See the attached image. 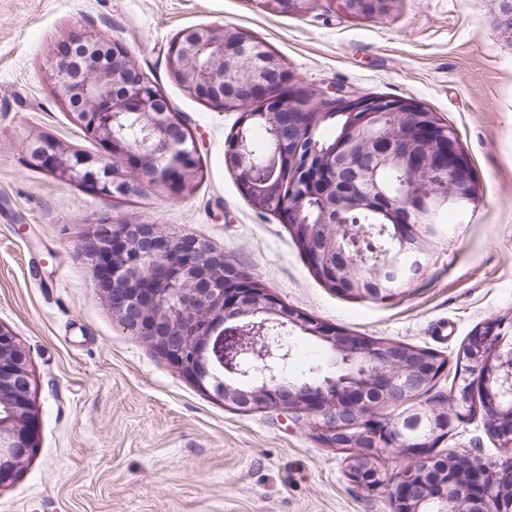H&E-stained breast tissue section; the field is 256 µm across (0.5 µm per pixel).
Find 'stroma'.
Returning <instances> with one entry per match:
<instances>
[{
	"label": "stroma",
	"mask_w": 512,
	"mask_h": 512,
	"mask_svg": "<svg viewBox=\"0 0 512 512\" xmlns=\"http://www.w3.org/2000/svg\"><path fill=\"white\" fill-rule=\"evenodd\" d=\"M498 14L499 0H396L376 21L335 0H311L300 15L266 12L259 0H0V325L28 357L40 422L35 452L0 487V512H392L388 494L353 485L345 452L294 413L225 406L124 329L95 287L86 229L109 219L205 238L285 304L451 361L496 319L512 342V31ZM209 24L250 31L302 83L411 98L453 128L477 199L449 210L447 239L398 297L326 288L279 217L242 196L224 167L238 111L190 95L167 68L170 42ZM87 30L124 44L182 115L201 163L191 194L154 182L112 199L30 163L43 137L102 152L59 100L52 71L58 44ZM291 343L290 379L332 373L316 338L297 332ZM442 447L512 458L476 417Z\"/></svg>",
	"instance_id": "obj_1"
}]
</instances>
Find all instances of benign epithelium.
Instances as JSON below:
<instances>
[{"instance_id":"1","label":"benign epithelium","mask_w":512,"mask_h":512,"mask_svg":"<svg viewBox=\"0 0 512 512\" xmlns=\"http://www.w3.org/2000/svg\"><path fill=\"white\" fill-rule=\"evenodd\" d=\"M171 77L190 95L214 104L246 98L260 104L241 114L239 133L230 142L241 161L250 155L245 127L277 112H308L310 97L332 102L333 113L347 117L337 143L320 152L296 150L274 159L282 168H300L292 192L302 199L325 202L319 224L341 222L337 200L354 193L384 211L403 239L411 224H431L442 204L471 203L476 198L471 163L441 123L421 115L423 105L409 98L356 95L339 88H303L274 55L253 40L224 47V26L183 30L170 44ZM54 77L58 96L74 121L105 154L91 156L63 148L50 138L31 148L33 163L49 169L65 184L78 183L97 194L118 198L162 182L177 196L190 187L189 173L198 158L195 141L171 116L161 90L133 64L128 50L107 36L90 31L57 47ZM394 112H417V122L396 137L384 124ZM394 162L411 171L433 163L440 180L453 177L455 191L443 197L412 187L395 202L386 194L363 189L359 173ZM244 197L265 193L263 177L240 168ZM287 224H308L298 207L279 210ZM96 287L113 316L129 333L155 348L183 376L230 404L248 409L274 408L316 416L315 432L336 444L370 438V453L401 450L412 462L394 480L370 467L353 484L366 492H388L394 512H504L512 502V483L484 465L451 464L437 478L431 438L454 431L467 415L465 402L451 410L420 403L398 417L373 411L368 395L401 407L411 394L428 385L435 359L413 358L398 344L377 343L281 303L269 291L254 287L255 277L236 273L224 278V251L193 236L162 232L156 224L90 225L88 232ZM314 268L360 265V257L336 243V260L315 247L308 252ZM384 264L390 283L403 281L408 261L390 250ZM247 319L255 326L277 323L283 334L267 338L257 353L239 336L224 341V325ZM504 321L493 320L464 342L456 381L467 394L479 386L491 400L490 421L499 442L512 445V343L503 342ZM317 338L350 369L343 374L304 381L288 379L294 330ZM37 424L32 413L28 359L13 333L0 325V486L12 480L34 452Z\"/></svg>"}]
</instances>
